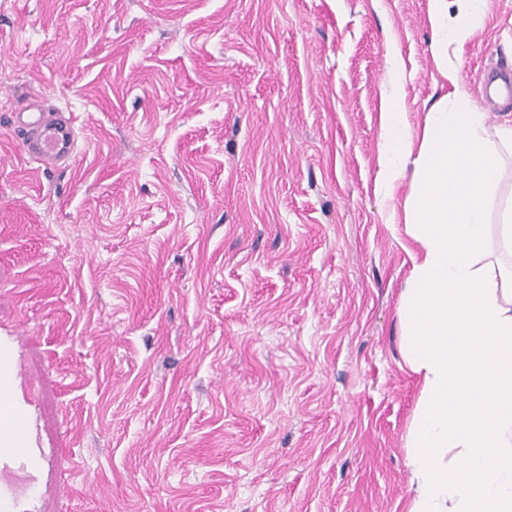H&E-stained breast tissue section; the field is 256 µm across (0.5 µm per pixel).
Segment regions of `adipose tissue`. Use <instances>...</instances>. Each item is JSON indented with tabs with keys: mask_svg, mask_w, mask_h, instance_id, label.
<instances>
[{
	"mask_svg": "<svg viewBox=\"0 0 512 512\" xmlns=\"http://www.w3.org/2000/svg\"><path fill=\"white\" fill-rule=\"evenodd\" d=\"M489 0H429L430 50L448 90L413 129L404 64L388 58L376 185L409 180L403 222L418 249L401 292L402 357L420 391L407 436V512H512V126L490 128L449 47L483 25Z\"/></svg>",
	"mask_w": 512,
	"mask_h": 512,
	"instance_id": "1",
	"label": "adipose tissue"
}]
</instances>
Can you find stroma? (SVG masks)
<instances>
[{
    "label": "stroma",
    "instance_id": "35a3bbf8",
    "mask_svg": "<svg viewBox=\"0 0 512 512\" xmlns=\"http://www.w3.org/2000/svg\"><path fill=\"white\" fill-rule=\"evenodd\" d=\"M428 0H0V337L33 455L13 512H406L415 242L375 189L387 58L421 127ZM512 105V0L459 60ZM62 113L35 168L19 124ZM32 159L42 164H52L69 155L72 141L70 124L53 113L42 112L25 124Z\"/></svg>",
    "mask_w": 512,
    "mask_h": 512
}]
</instances>
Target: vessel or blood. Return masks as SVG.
Masks as SVG:
<instances>
[{
	"label": "vessel or blood",
	"instance_id": "vessel-or-blood-1",
	"mask_svg": "<svg viewBox=\"0 0 512 512\" xmlns=\"http://www.w3.org/2000/svg\"><path fill=\"white\" fill-rule=\"evenodd\" d=\"M25 129L30 153L36 162L47 165L68 157L72 141L68 122L53 113L43 112L26 123ZM0 364L5 367L0 373V421L11 418L17 422L14 430L0 433V445L13 451L7 461L0 463V484L9 486L13 483L15 465L22 463L30 451L32 438L26 425V410L16 399L22 381L14 343L0 346Z\"/></svg>",
	"mask_w": 512,
	"mask_h": 512
}]
</instances>
